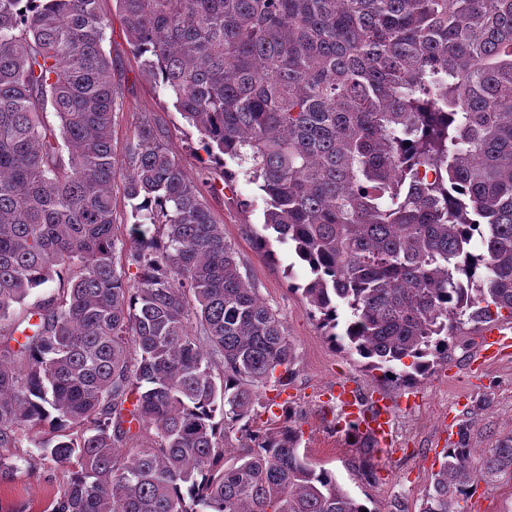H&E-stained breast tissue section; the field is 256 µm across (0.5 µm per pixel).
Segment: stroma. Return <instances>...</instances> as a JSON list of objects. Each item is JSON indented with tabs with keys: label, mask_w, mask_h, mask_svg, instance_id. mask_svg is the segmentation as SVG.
<instances>
[{
	"label": "stroma",
	"mask_w": 512,
	"mask_h": 512,
	"mask_svg": "<svg viewBox=\"0 0 512 512\" xmlns=\"http://www.w3.org/2000/svg\"><path fill=\"white\" fill-rule=\"evenodd\" d=\"M100 9L113 20L104 49L112 59V81L121 92L112 124L117 164H125L134 127L146 117L163 131L190 180L219 179L220 172L208 161L197 130L184 123L162 88L143 76L116 21V0H101ZM209 203L260 297L285 319L296 354L295 374L287 389L262 391L264 398H279V405L259 408L257 421L276 429L281 403L294 405L303 433L302 449L314 462L332 469L352 495L376 512H420L423 495L441 467L442 450L456 442L461 425L470 427L471 464L476 468L496 437L512 433V358L475 366L479 332L468 330L456 336L447 360L416 384L384 380L381 371L366 368L364 359L329 345L310 305L290 286L292 257L287 245L274 241L268 251L256 248L264 208L257 186L237 176L224 193L210 196ZM340 379L352 381L361 392L382 391L392 399L394 446L389 452L366 454L351 447L338 422L336 405L328 400ZM483 398L489 400V407H480ZM0 455L18 466L12 477L0 478V512H48L53 496L68 478V464L42 457L37 447L27 443L2 449Z\"/></svg>",
	"instance_id": "35a3bbf8"
}]
</instances>
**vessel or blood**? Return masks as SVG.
Segmentation results:
<instances>
[{
  "instance_id": "b4317fda",
  "label": "vessel or blood",
  "mask_w": 512,
  "mask_h": 512,
  "mask_svg": "<svg viewBox=\"0 0 512 512\" xmlns=\"http://www.w3.org/2000/svg\"><path fill=\"white\" fill-rule=\"evenodd\" d=\"M512 348V325L496 323L481 333V360L497 359L503 350ZM334 397L347 419L357 421L359 431L374 441L377 447L388 446L391 440V405L387 398L362 394L350 382H337Z\"/></svg>"
}]
</instances>
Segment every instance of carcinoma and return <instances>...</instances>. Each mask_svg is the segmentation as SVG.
<instances>
[{
    "mask_svg": "<svg viewBox=\"0 0 512 512\" xmlns=\"http://www.w3.org/2000/svg\"><path fill=\"white\" fill-rule=\"evenodd\" d=\"M116 2L143 73L261 191L333 347L408 384L512 319V0ZM110 25L99 0H0V448L70 463L51 512H372L301 451L293 406L254 426L293 378L287 326L146 118L117 253ZM457 435L421 512L512 478V434L477 471ZM276 387H267L262 388L260 392H262V396L260 399L261 404L257 405L256 408L258 410V418L257 421L259 425H263L264 429H269L270 431L276 429L279 425V418L281 415V406H272L270 409L264 408L266 406L267 399L274 398L278 391H274L273 389Z\"/></svg>",
    "mask_w": 512,
    "mask_h": 512,
    "instance_id": "1",
    "label": "carcinoma"
}]
</instances>
